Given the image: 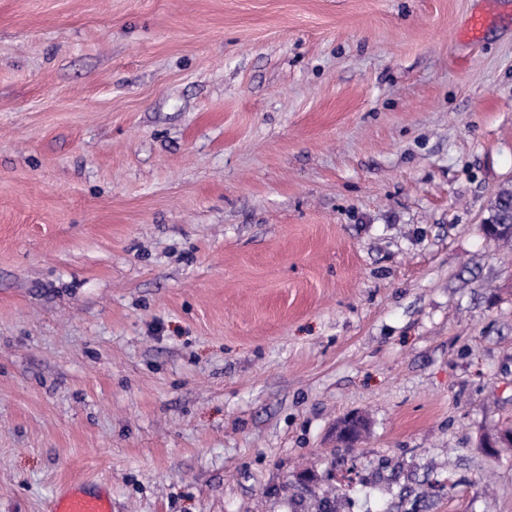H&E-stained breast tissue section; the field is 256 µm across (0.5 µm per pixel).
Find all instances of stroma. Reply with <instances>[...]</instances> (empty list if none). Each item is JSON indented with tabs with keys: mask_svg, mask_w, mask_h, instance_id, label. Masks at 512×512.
Wrapping results in <instances>:
<instances>
[{
	"mask_svg": "<svg viewBox=\"0 0 512 512\" xmlns=\"http://www.w3.org/2000/svg\"><path fill=\"white\" fill-rule=\"evenodd\" d=\"M510 186L512 0H0V512H512ZM512 203V189L502 188L495 196L491 205V217L494 218V224L485 225V233L491 239L508 243L512 241V231L509 226L512 225V210H508V203ZM511 221V223H508ZM510 224V225H505ZM298 487V496L300 502H305V508L311 512H340V503L335 497H330L326 494L314 493L310 497H306L303 493V488L300 482ZM52 512H112V501L105 495L71 487L54 501Z\"/></svg>",
	"mask_w": 512,
	"mask_h": 512,
	"instance_id": "1",
	"label": "stroma"
}]
</instances>
